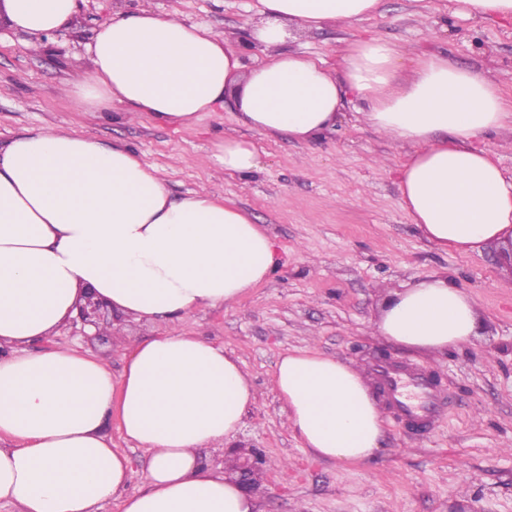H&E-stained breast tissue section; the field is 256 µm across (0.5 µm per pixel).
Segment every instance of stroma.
Masks as SVG:
<instances>
[{"instance_id": "obj_1", "label": "stroma", "mask_w": 512, "mask_h": 512, "mask_svg": "<svg viewBox=\"0 0 512 512\" xmlns=\"http://www.w3.org/2000/svg\"><path fill=\"white\" fill-rule=\"evenodd\" d=\"M242 0H83L69 29L49 49L28 52L24 34L0 28V146L35 131L70 128L109 145L119 142L162 171L172 198L201 189L246 209L273 239L278 267L232 307L185 317L188 334L224 346L255 391L238 440L255 445L266 465L254 495L259 512H450L457 503L512 512V276L492 250L444 251L428 242L401 206L398 171L408 147L371 128L366 105L348 101L334 128L298 143L253 136L231 110L201 113L190 126L117 111L88 113L62 95L88 70L86 44L118 14L179 11L257 54ZM377 37L406 56L447 57L485 71L512 99V23L452 15L449 0H380L376 14L319 30H296L285 50L338 69L339 52ZM227 135L254 138L261 169L249 176L206 168L202 160ZM442 274L474 301L482 326L462 348L405 349L375 330L384 292ZM54 345L81 344L113 374L123 362L112 340H91L80 325L60 328ZM311 348L364 369L380 364L425 371L441 395L439 418L422 429L370 390L386 422L380 449L354 465L314 456L293 433L272 382L288 352Z\"/></svg>"}]
</instances>
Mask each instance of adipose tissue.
Returning a JSON list of instances; mask_svg holds the SVG:
<instances>
[{"mask_svg":"<svg viewBox=\"0 0 512 512\" xmlns=\"http://www.w3.org/2000/svg\"><path fill=\"white\" fill-rule=\"evenodd\" d=\"M379 0H249L260 56L174 13L118 15L88 46L89 71L65 86L83 109L190 125L227 106L263 137L306 142L335 126L347 96L364 121L413 147L399 172L401 203L431 243L467 253L512 240V176L481 141L512 129V103L483 71L447 58H405L394 42L359 39L342 74L284 52L289 24L313 30L374 13ZM79 0H6L26 48L69 27ZM209 166L246 176L254 141L228 135ZM277 267L249 212L202 190L169 198L156 166L120 143L73 130L32 132L0 148V500L14 512H257L243 487L204 466L223 451L254 401L238 360L179 330L188 315L229 306ZM113 310L165 330L122 344L123 371L75 348L34 351L72 319L83 288ZM389 341L446 352L479 332L465 290L432 275L389 292L377 324ZM273 383L291 428L318 457L351 464L380 447L385 421L359 370L313 349L281 357ZM117 417L147 457L146 491L125 495L130 458L104 432Z\"/></svg>","mask_w":512,"mask_h":512,"instance_id":"1","label":"adipose tissue"}]
</instances>
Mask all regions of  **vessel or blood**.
<instances>
[{"instance_id":"1","label":"vessel or blood","mask_w":512,"mask_h":512,"mask_svg":"<svg viewBox=\"0 0 512 512\" xmlns=\"http://www.w3.org/2000/svg\"><path fill=\"white\" fill-rule=\"evenodd\" d=\"M371 377L382 386L386 401L409 420L423 424L435 421L440 412V396L421 370L380 366Z\"/></svg>"}]
</instances>
